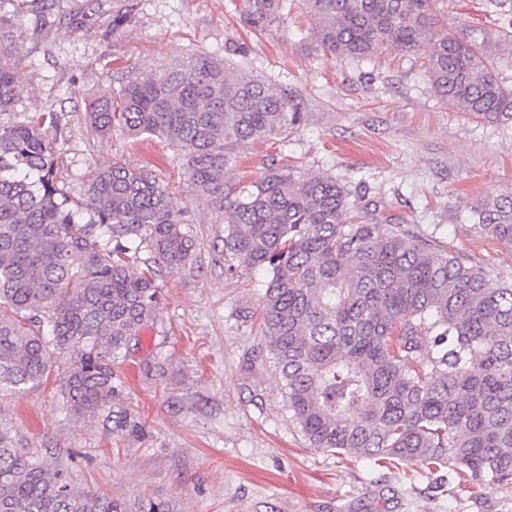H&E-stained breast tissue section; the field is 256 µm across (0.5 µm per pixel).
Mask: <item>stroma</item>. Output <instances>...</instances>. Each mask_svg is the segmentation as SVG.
Returning <instances> with one entry per match:
<instances>
[{
	"label": "stroma",
	"mask_w": 512,
	"mask_h": 512,
	"mask_svg": "<svg viewBox=\"0 0 512 512\" xmlns=\"http://www.w3.org/2000/svg\"><path fill=\"white\" fill-rule=\"evenodd\" d=\"M59 3L67 21L42 26L33 23L36 0L0 5V45L21 75L15 107L0 112V123L57 114L58 178L76 200L91 169H154L183 210L195 247L186 266L163 272L158 318L121 368L144 434L114 437L67 418L53 379L7 405L21 434L71 458L82 485L125 496L146 490L176 512H512V484L486 481L457 498L440 490L441 472L307 447L271 371L245 365L265 353L257 321L243 316L257 306L264 274H225L224 218L193 192L177 150L97 135L86 105L121 77L196 54L220 59L225 41L242 44L246 53L232 57L233 66L291 89L310 118L288 142L245 147L226 181L243 183L271 158L285 157L308 173L367 182L414 232L435 234L489 270L494 287L512 275V252L476 233L466 214L471 203L512 191V123L473 118L435 97L421 55L390 48L370 63L323 55L300 0L258 35L242 20L244 0H140L117 30L112 0ZM511 21L512 11L487 14L484 0H448L441 11L442 28L453 33ZM159 359L166 376L149 383L143 369Z\"/></svg>",
	"instance_id": "1"
}]
</instances>
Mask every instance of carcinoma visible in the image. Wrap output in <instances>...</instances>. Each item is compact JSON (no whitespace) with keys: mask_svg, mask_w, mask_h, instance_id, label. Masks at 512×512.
<instances>
[{"mask_svg":"<svg viewBox=\"0 0 512 512\" xmlns=\"http://www.w3.org/2000/svg\"><path fill=\"white\" fill-rule=\"evenodd\" d=\"M442 0H305L320 46L371 61L424 52L430 89L461 112L512 122L498 59L512 29L437 32ZM136 0H112V29ZM288 0H245L255 34ZM20 76L0 47V112ZM96 133L159 139L180 152L194 190L224 213V271L265 274L258 304L269 368L310 448L376 465L458 464L457 493L512 483V282L419 235L331 175L273 159L239 186L224 170L248 144L288 137L308 115L288 88L206 54L91 96ZM57 114L0 124V512H174L160 498L112 496L29 446L4 400L60 376L67 414L114 434L145 424L118 375L131 340L156 320L159 277L194 244L158 175L118 163L86 176V197L57 181ZM477 233L512 249V192L469 208Z\"/></svg>","mask_w":512,"mask_h":512,"instance_id":"1","label":"carcinoma"}]
</instances>
